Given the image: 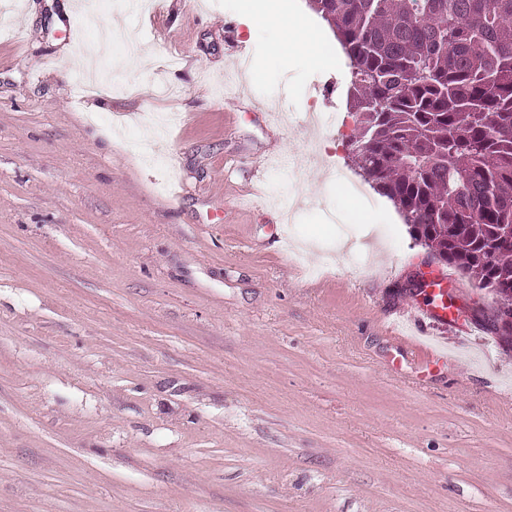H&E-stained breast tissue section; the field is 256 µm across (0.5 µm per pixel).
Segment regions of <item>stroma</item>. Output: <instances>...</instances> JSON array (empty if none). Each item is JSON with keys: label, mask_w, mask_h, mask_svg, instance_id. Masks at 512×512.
<instances>
[{"label": "stroma", "mask_w": 512, "mask_h": 512, "mask_svg": "<svg viewBox=\"0 0 512 512\" xmlns=\"http://www.w3.org/2000/svg\"><path fill=\"white\" fill-rule=\"evenodd\" d=\"M48 2L0 0V512H512V348L339 180L350 74L308 0L62 26ZM116 18L140 37L103 57L101 112L73 43ZM435 270L450 323L401 292Z\"/></svg>", "instance_id": "stroma-1"}]
</instances>
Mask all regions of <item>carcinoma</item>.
Returning a JSON list of instances; mask_svg holds the SVG:
<instances>
[{"label": "carcinoma", "instance_id": "obj_1", "mask_svg": "<svg viewBox=\"0 0 512 512\" xmlns=\"http://www.w3.org/2000/svg\"><path fill=\"white\" fill-rule=\"evenodd\" d=\"M363 111L365 179L497 306L512 307V0H309Z\"/></svg>", "mask_w": 512, "mask_h": 512}]
</instances>
